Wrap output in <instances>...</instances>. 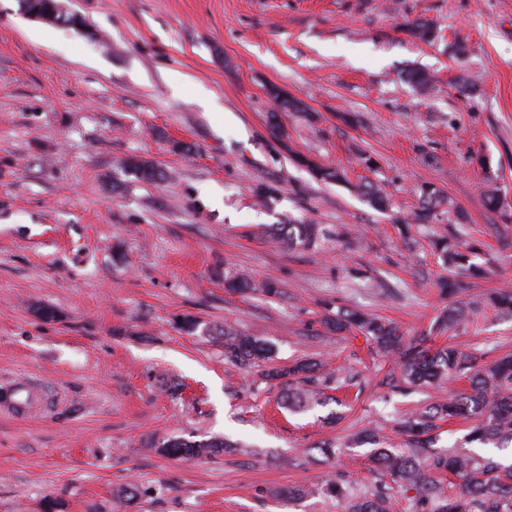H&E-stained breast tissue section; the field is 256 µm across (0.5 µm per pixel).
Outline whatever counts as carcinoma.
<instances>
[{"mask_svg": "<svg viewBox=\"0 0 512 512\" xmlns=\"http://www.w3.org/2000/svg\"><path fill=\"white\" fill-rule=\"evenodd\" d=\"M403 31L413 38L434 40L432 23L417 19L406 22ZM318 181L339 183L344 173L337 167L324 166L303 155L296 157ZM123 168L136 179L153 183L165 177L154 164L136 156L122 161ZM360 194L378 211L392 208L391 199L373 183L359 187ZM505 194L488 184L484 201L488 209L501 213L505 222L512 214L505 210ZM444 192L426 184L419 189L420 211L414 216L418 224H432L442 220ZM330 235L353 243L352 232L344 224L329 229L322 224H298L284 218L275 225L274 236L281 246L291 250L297 246L310 248ZM433 248L448 269V275L439 279L440 297L451 298L468 288V280L483 277L494 261L475 262L477 250L466 247L444 234L433 240ZM224 288L232 293H247L254 289L251 277L235 273L224 278ZM490 305L503 316H512V289L500 288L489 296ZM461 309L450 305L434 318L429 333L406 337L396 326L371 313L353 309H326L325 325L336 333L357 332L380 353L395 358L397 375L384 381L391 390L435 387L450 375L464 377L469 387L455 395L431 404L420 412L406 415L397 425V433L404 440L405 449L384 448L377 443L370 457L383 482L367 488H356L340 478L323 480L317 491L336 499L342 512H396L399 500L395 489L415 490L408 504L410 512H512V461L464 450L457 445L435 447V432L440 422L464 419L470 422L466 442H478L503 451L512 449V357L503 356L485 364L478 357L455 343L435 348L431 335L442 334L455 327ZM268 344L254 336L224 333V354L244 367L259 366L270 357ZM360 372L351 369L329 371L324 366L298 362L286 370L269 369L263 373L267 380L281 384V402L292 412H305L321 403L323 390L334 383L338 386L357 380ZM229 447L222 440L191 441L173 438L162 441L156 448L175 457H214ZM342 452L328 443L304 449L307 458L316 455L328 462Z\"/></svg>", "mask_w": 512, "mask_h": 512, "instance_id": "obj_1", "label": "carcinoma"}]
</instances>
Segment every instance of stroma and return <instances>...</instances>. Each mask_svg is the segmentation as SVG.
I'll return each instance as SVG.
<instances>
[{
    "instance_id": "1",
    "label": "stroma",
    "mask_w": 512,
    "mask_h": 512,
    "mask_svg": "<svg viewBox=\"0 0 512 512\" xmlns=\"http://www.w3.org/2000/svg\"><path fill=\"white\" fill-rule=\"evenodd\" d=\"M65 2L88 34L0 0V389L18 377L42 389L31 417L0 415V512H43L49 496L60 512H338L314 487L340 472L370 481L368 446L326 466L304 448L368 425L398 445V416L464 387L390 391L393 360L321 322L328 303L428 331L444 305L429 238L451 226H413L407 241L396 228L422 184L446 192L468 243L495 260L462 298L455 343L485 362L512 353V318L486 304L512 281V223L483 200L489 178L512 198V0ZM416 19L436 27L433 44L403 32ZM410 68L432 85L405 83ZM272 86L306 108L283 116L281 137ZM299 153L344 168L347 183L315 180ZM130 155L169 179L136 180L120 166ZM365 181L392 213L357 195ZM264 186L276 193L261 205ZM286 215L350 225L357 243L284 250L271 227ZM241 271L286 297L226 292L225 273ZM186 315L196 334L179 330ZM224 329L266 340L279 367L359 369L348 406L279 408L276 388L225 359ZM170 376L178 394L161 385ZM172 436L244 449L161 455ZM131 484L129 504L119 492ZM288 485L313 492L287 501Z\"/></svg>"
}]
</instances>
